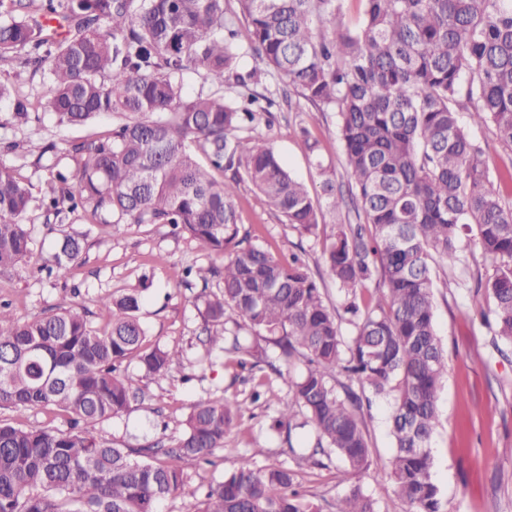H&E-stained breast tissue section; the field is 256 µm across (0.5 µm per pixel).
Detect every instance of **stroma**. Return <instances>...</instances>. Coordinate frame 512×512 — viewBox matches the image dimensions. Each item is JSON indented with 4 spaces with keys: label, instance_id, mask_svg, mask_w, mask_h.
Wrapping results in <instances>:
<instances>
[{
    "label": "stroma",
    "instance_id": "stroma-1",
    "mask_svg": "<svg viewBox=\"0 0 512 512\" xmlns=\"http://www.w3.org/2000/svg\"><path fill=\"white\" fill-rule=\"evenodd\" d=\"M0 79L9 80L37 102L42 141L56 146L40 158L22 148L5 151V143H25L27 131L14 126L7 106L0 105V164L17 166L38 199L45 191L50 164L65 161L69 143L105 134L115 119L103 114L83 126L58 123L43 105L49 84L41 74L5 61L0 62ZM297 122L294 107L275 106L256 133L271 143L312 195L322 192V170L334 172L336 183H346L335 113L319 112L307 119L311 136L320 146L317 165L298 136ZM236 207L252 243L278 255H302L325 303L337 306V287L322 262V242L333 231L332 220H325L313 234L299 233L281 223L245 180L239 184ZM27 228L29 257L14 271L0 274V301H10L15 317L27 320L57 307L83 308L89 311L92 325L100 328L105 320L96 312L97 299L138 289L143 298L139 318L146 331L145 349L159 346L182 352L161 381L146 377L137 362H124L125 375L139 382L145 396L132 402L120 417L97 425V433L120 447L137 448L160 438L170 448L197 403L234 396L241 405L239 431L225 437L223 448L209 462L187 464L182 489L163 500L158 512H188L191 504L203 500L211 484L244 460L258 468H296L293 449L313 447L315 434L308 427L270 430L287 393L282 380L270 367L241 368L237 354L211 351L205 345L200 288L186 286L181 278L186 267L209 265L211 256L186 236L174 234L167 224L103 226L79 219L60 226L45 223L41 211L34 208ZM67 234L83 241L82 259L73 269L69 288L37 270ZM461 246V264L453 268L437 264L432 269L435 325L448 358V374L438 391L440 423L430 443L432 479L440 490L444 512H512V345L494 341L489 326L491 299H484L478 308L472 304L478 286L494 272L492 260L483 255L474 235H465ZM256 389L262 396L255 402L251 394ZM365 427L373 458L388 461L393 453L390 398L373 397ZM339 469L334 459L323 468H296L306 499L319 512H336V501L347 489Z\"/></svg>",
    "mask_w": 512,
    "mask_h": 512
}]
</instances>
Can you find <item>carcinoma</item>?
<instances>
[{"label": "carcinoma", "mask_w": 512, "mask_h": 512, "mask_svg": "<svg viewBox=\"0 0 512 512\" xmlns=\"http://www.w3.org/2000/svg\"><path fill=\"white\" fill-rule=\"evenodd\" d=\"M0 0V60L16 58L51 83L58 121L117 118L100 137L72 143L70 167L53 166L42 199L47 224L75 214L95 224H168L224 259L187 269L202 281L205 314H228L280 351L288 398L270 429L305 417L316 447L297 467L336 456L347 494L336 512H378L358 480L374 461L364 431L365 395L392 399L395 450L381 464L405 512H444L431 480L437 392L448 370L435 329L431 263L462 261V232L476 230L499 265L485 283L495 335L512 344V169L492 175L483 148L461 122L492 125L512 149V0H363L360 25L342 22V0ZM250 31L262 67L243 73L236 22ZM334 36H316V24ZM201 67L217 90L185 94L179 77ZM271 71L317 112H336L346 190L323 169L316 203L272 146L253 134L274 100L252 89ZM240 87L224 96V83ZM26 126L32 104L0 81V104ZM229 172L219 183L213 172ZM282 223L312 234L337 222L323 246L342 312L325 304L306 263L285 261L241 234L234 199L241 176ZM30 189L0 165V272L30 254ZM82 241L64 236L48 274L71 275ZM217 280V291L209 290ZM108 328L87 311L56 308L18 320L0 302V407L54 406L66 431L0 422V512H157L184 484V465L224 447L241 408L226 396L203 401L185 420L162 464L161 448H120L94 433L143 393L118 374L139 357L145 375L167 377L174 349L142 350L141 294L99 300ZM352 327L343 335L340 320ZM348 382L332 384L335 375ZM291 468L242 463L209 487L191 512H315L294 489Z\"/></svg>", "instance_id": "obj_1"}]
</instances>
